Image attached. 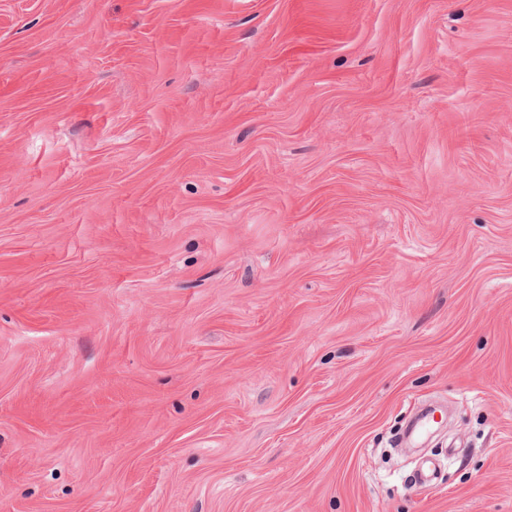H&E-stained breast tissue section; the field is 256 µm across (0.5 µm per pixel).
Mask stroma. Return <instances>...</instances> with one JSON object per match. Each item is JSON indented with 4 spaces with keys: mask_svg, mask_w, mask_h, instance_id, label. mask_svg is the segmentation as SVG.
<instances>
[{
    "mask_svg": "<svg viewBox=\"0 0 512 512\" xmlns=\"http://www.w3.org/2000/svg\"><path fill=\"white\" fill-rule=\"evenodd\" d=\"M0 512H512V0H0Z\"/></svg>",
    "mask_w": 512,
    "mask_h": 512,
    "instance_id": "obj_1",
    "label": "stroma"
}]
</instances>
